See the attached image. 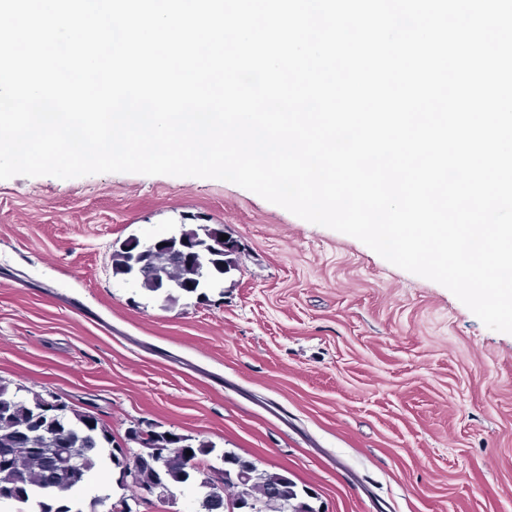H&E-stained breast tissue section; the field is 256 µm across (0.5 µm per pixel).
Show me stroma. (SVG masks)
<instances>
[{"label": "stroma", "mask_w": 512, "mask_h": 512, "mask_svg": "<svg viewBox=\"0 0 512 512\" xmlns=\"http://www.w3.org/2000/svg\"><path fill=\"white\" fill-rule=\"evenodd\" d=\"M195 231L233 263L145 289L112 253ZM0 381L115 438L149 422L286 470L317 512H512V334L358 239L215 179L0 180ZM104 463L75 504L162 503Z\"/></svg>", "instance_id": "stroma-1"}]
</instances>
